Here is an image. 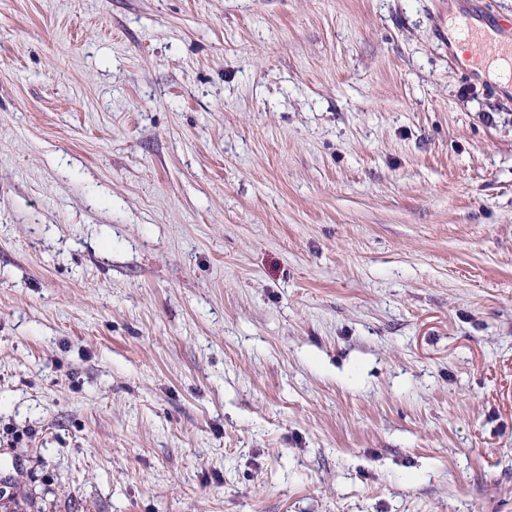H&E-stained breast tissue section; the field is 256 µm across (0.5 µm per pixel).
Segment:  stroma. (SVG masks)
I'll return each mask as SVG.
<instances>
[{
  "mask_svg": "<svg viewBox=\"0 0 512 512\" xmlns=\"http://www.w3.org/2000/svg\"><path fill=\"white\" fill-rule=\"evenodd\" d=\"M512 0H0V512H512ZM498 26L507 38L506 41L500 38H488L477 25L467 22L463 27V33L478 47V53L473 58V65L476 68L483 67L493 61H504L511 68L512 66V22L504 19L498 21Z\"/></svg>",
  "mask_w": 512,
  "mask_h": 512,
  "instance_id": "stroma-1",
  "label": "stroma"
}]
</instances>
